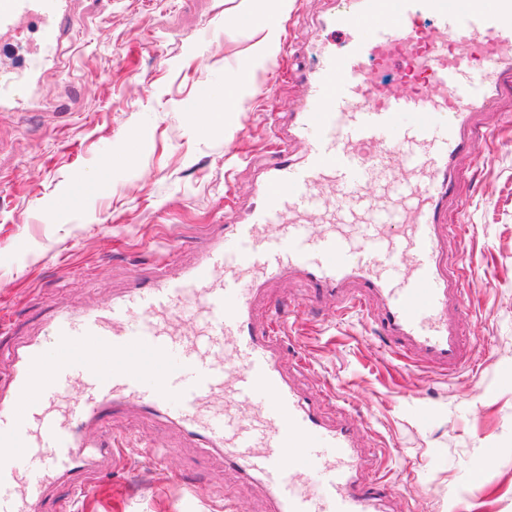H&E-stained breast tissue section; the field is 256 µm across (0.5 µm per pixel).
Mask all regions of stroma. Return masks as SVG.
<instances>
[{"instance_id": "35a3bbf8", "label": "stroma", "mask_w": 512, "mask_h": 512, "mask_svg": "<svg viewBox=\"0 0 512 512\" xmlns=\"http://www.w3.org/2000/svg\"><path fill=\"white\" fill-rule=\"evenodd\" d=\"M273 0H77L61 65L38 76L22 115L0 112V381L9 350L43 337L56 301L102 305L177 248L191 261L208 225L234 222L252 201L275 149L268 112L287 116L301 85L258 64L240 108L224 109V78L262 33L226 25ZM330 0H288L287 64L315 62L308 45ZM275 100H267L269 83ZM221 114L220 132L207 128ZM490 137L457 161L466 232L448 265L475 268L464 285L468 357L453 375L399 361L360 313L307 305L304 281L267 284L288 297L283 368L299 388L345 404L362 448L378 449L389 512H512V97L479 113ZM91 192L75 196L76 180ZM75 196L72 205L63 200ZM125 435L120 470L105 469L71 512H272L264 488L225 467L184 429L130 408L111 420ZM162 448L165 468L147 449ZM199 477L223 495H199Z\"/></svg>"}]
</instances>
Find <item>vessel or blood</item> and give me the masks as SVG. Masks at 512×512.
<instances>
[{
	"label": "vessel or blood",
	"instance_id": "obj_1",
	"mask_svg": "<svg viewBox=\"0 0 512 512\" xmlns=\"http://www.w3.org/2000/svg\"><path fill=\"white\" fill-rule=\"evenodd\" d=\"M68 0H0V48L25 21L39 50L0 71L12 100L59 43ZM286 136L235 224H212L190 264L176 249L105 305L58 303L47 342L13 350L0 393V512H66L49 490L96 482L118 443L111 416L160 413L257 478L274 512H383L375 455L352 424L329 423L319 398L284 376V339L261 287L284 274L310 306L360 310L385 348L455 372L466 352L460 314L471 271L449 268L441 221L457 200L456 159L478 137L472 115L512 94V0H338ZM393 72L397 87L372 82ZM325 217L321 229L311 219Z\"/></svg>",
	"mask_w": 512,
	"mask_h": 512
}]
</instances>
